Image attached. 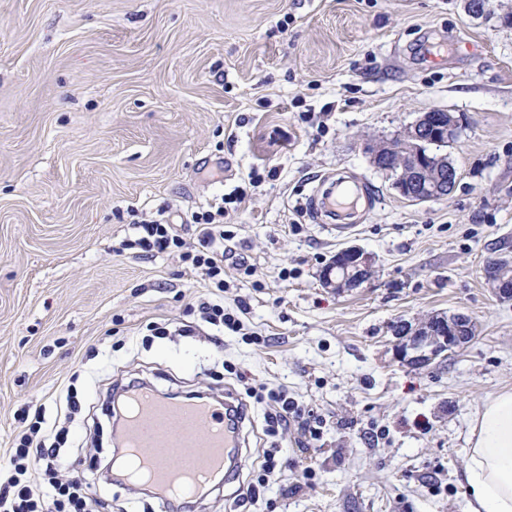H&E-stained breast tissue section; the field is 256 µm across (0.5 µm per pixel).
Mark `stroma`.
I'll return each mask as SVG.
<instances>
[{
  "instance_id": "stroma-1",
  "label": "stroma",
  "mask_w": 512,
  "mask_h": 512,
  "mask_svg": "<svg viewBox=\"0 0 512 512\" xmlns=\"http://www.w3.org/2000/svg\"><path fill=\"white\" fill-rule=\"evenodd\" d=\"M510 12L512 0L481 18L462 0H0V465L21 415L39 414L43 432L66 429L62 473L92 485V512H168L104 473L116 388H252L287 394L300 423L271 439L267 403L247 398L238 480L182 512H466L470 420L512 389V301L484 275L512 252ZM432 109L459 120L458 180L415 204L363 144ZM336 169L379 199L343 235L305 212ZM233 192L223 288L178 254L126 248L135 213L196 246L191 214ZM349 246L374 257L369 281L322 287ZM204 299L240 331L202 322ZM457 312L477 327L468 347L421 369L396 359L394 322ZM272 447L278 467L250 503Z\"/></svg>"
}]
</instances>
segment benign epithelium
I'll return each mask as SVG.
<instances>
[{"mask_svg":"<svg viewBox=\"0 0 512 512\" xmlns=\"http://www.w3.org/2000/svg\"><path fill=\"white\" fill-rule=\"evenodd\" d=\"M465 12L474 18L491 11L490 0H464ZM458 120L451 113L433 109L389 141L364 143L372 164L377 168L400 167L395 185L401 196L411 202L423 203L444 199L455 189L456 169L443 149L457 129ZM373 258L359 247L351 246L334 255L319 273L325 288L338 292L360 287L369 279ZM398 338L396 358L400 363L424 368L442 353L464 349L473 337L461 332L454 317L432 315L415 324L406 321L392 326Z\"/></svg>","mask_w":512,"mask_h":512,"instance_id":"7a95c632","label":"benign epithelium"}]
</instances>
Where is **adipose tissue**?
I'll return each mask as SVG.
<instances>
[{
	"label": "adipose tissue",
	"mask_w": 512,
	"mask_h": 512,
	"mask_svg": "<svg viewBox=\"0 0 512 512\" xmlns=\"http://www.w3.org/2000/svg\"><path fill=\"white\" fill-rule=\"evenodd\" d=\"M462 471L467 512H512V389L474 413Z\"/></svg>",
	"instance_id": "ef3b65f1"
}]
</instances>
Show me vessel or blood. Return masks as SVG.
<instances>
[{"instance_id":"b4317fda","label":"vessel or blood","mask_w":512,"mask_h":512,"mask_svg":"<svg viewBox=\"0 0 512 512\" xmlns=\"http://www.w3.org/2000/svg\"><path fill=\"white\" fill-rule=\"evenodd\" d=\"M375 202L366 184L339 174L322 180L308 198L307 211L314 222L333 225L341 235L363 223ZM127 397L136 412L124 418L123 446L140 451L153 475L149 490L171 501L175 486L200 473L210 475L200 487L204 493L235 477L247 413L231 398L174 402L147 383Z\"/></svg>"}]
</instances>
